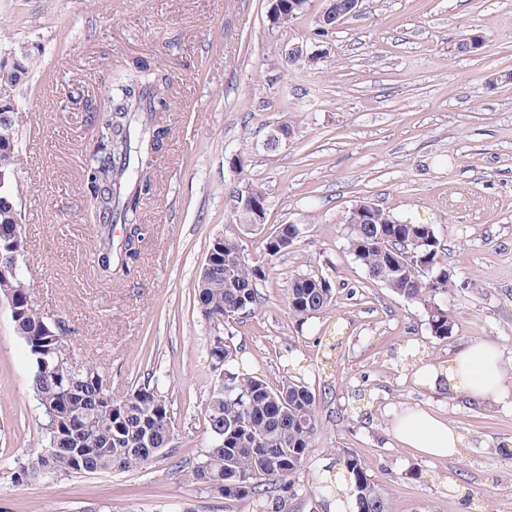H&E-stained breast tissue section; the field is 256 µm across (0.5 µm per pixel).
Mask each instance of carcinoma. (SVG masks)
Returning <instances> with one entry per match:
<instances>
[{"mask_svg": "<svg viewBox=\"0 0 512 512\" xmlns=\"http://www.w3.org/2000/svg\"><path fill=\"white\" fill-rule=\"evenodd\" d=\"M166 70L145 58H136L120 78L108 86L107 102L92 109L95 131L92 162L84 168L83 185L90 214L96 224L94 261L98 269L114 268L129 276L135 271L141 243L148 234L142 223L143 200L152 192L153 170L166 146L169 128L160 113L171 109ZM18 147V131L0 140V253H24V241L16 220L12 165ZM255 204L267 206L265 192L246 187ZM244 193V194H246ZM244 194L236 196L235 220H256L242 208ZM122 223L121 243L112 240V224ZM348 226L349 251L369 279L394 294L422 306L431 332L438 338L452 334L454 321L441 299L452 281L448 271L434 269L440 242L434 225L401 221L373 206L365 223ZM298 224H281L266 243L274 258L301 238ZM267 279L266 267L250 261L236 238L216 237L206 262L195 279V298L202 317L211 325L208 359L213 389L205 404L210 445L192 471L195 484L210 493L239 500L270 502L281 508L291 478L309 453L318 429L316 395L294 375L271 387L259 376L236 367L237 347L224 335V326L258 308L263 297L258 284ZM30 285L22 275L0 281V292L12 293L16 334L32 359L31 387L45 417L40 451L31 462L12 470L3 464L0 473L14 480L55 474L109 473L148 465L163 457L173 440V422L158 380L147 376L143 386L121 399L112 398L104 371L97 362L80 367L57 364L65 321L50 324L28 304ZM288 311L304 322L328 306L333 288L324 277L299 274L288 281ZM347 473L343 495L355 501L356 512H391L388 500L362 462L348 453L339 456Z\"/></svg>", "mask_w": 512, "mask_h": 512, "instance_id": "cac0c4a2", "label": "carcinoma"}]
</instances>
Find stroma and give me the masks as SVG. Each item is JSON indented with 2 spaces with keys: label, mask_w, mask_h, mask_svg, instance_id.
<instances>
[{
  "label": "stroma",
  "mask_w": 512,
  "mask_h": 512,
  "mask_svg": "<svg viewBox=\"0 0 512 512\" xmlns=\"http://www.w3.org/2000/svg\"><path fill=\"white\" fill-rule=\"evenodd\" d=\"M325 0L271 28L269 0H0V58L26 54L15 89V203L22 273L34 310L70 328L75 362L99 360L120 398L154 374L172 411L171 451L138 469L0 476V512H263L192 481L207 450L211 333L194 280L212 239L239 238L269 263L263 304L231 327L246 368L277 384L291 359L318 400L319 430L281 512H323L337 453L359 457L392 512H512V409L416 383L417 369L471 341L512 355V0H363L333 33H316ZM480 49L458 44L470 34ZM302 46L307 58L288 65ZM136 57L170 76V134L143 219L134 274H103L82 186L93 148L90 106ZM296 136L262 149L285 119ZM264 189V223L238 224L235 192ZM365 200L433 225L438 267L454 287L455 326L440 339L425 312L369 280L348 249L346 218ZM296 244L265 257L279 225ZM300 273L328 279L332 302L306 322L288 313ZM32 362L0 302V460L27 461L44 418ZM434 412L467 446L440 460L400 444L393 413Z\"/></svg>",
  "instance_id": "stroma-1"
}]
</instances>
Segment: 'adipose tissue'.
<instances>
[{
    "label": "adipose tissue",
    "mask_w": 512,
    "mask_h": 512,
    "mask_svg": "<svg viewBox=\"0 0 512 512\" xmlns=\"http://www.w3.org/2000/svg\"><path fill=\"white\" fill-rule=\"evenodd\" d=\"M511 371L512 359H505L498 345L477 341L466 345L448 363L419 370L418 375L434 389L507 407L512 405V394L505 390L504 378ZM393 431L401 443L439 459L458 455L464 443L449 423L419 409L397 411Z\"/></svg>",
    "instance_id": "obj_1"
}]
</instances>
